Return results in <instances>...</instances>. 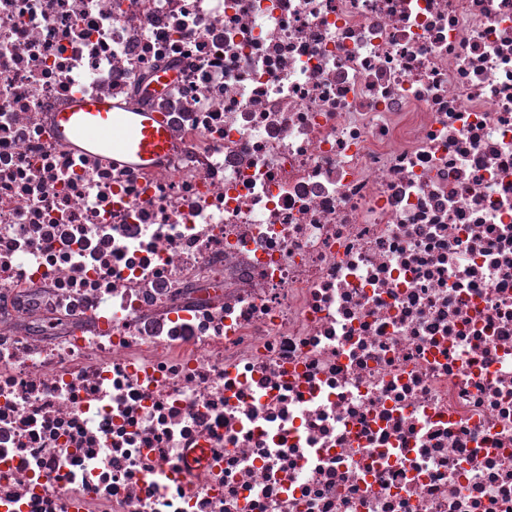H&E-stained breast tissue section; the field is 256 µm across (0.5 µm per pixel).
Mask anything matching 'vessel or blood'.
I'll return each mask as SVG.
<instances>
[{"mask_svg": "<svg viewBox=\"0 0 512 512\" xmlns=\"http://www.w3.org/2000/svg\"><path fill=\"white\" fill-rule=\"evenodd\" d=\"M59 142L80 143L86 151L118 152L139 169H150L173 151L169 126L162 113L121 109L110 99L90 94L74 98L53 116Z\"/></svg>", "mask_w": 512, "mask_h": 512, "instance_id": "vessel-or-blood-1", "label": "vessel or blood"}]
</instances>
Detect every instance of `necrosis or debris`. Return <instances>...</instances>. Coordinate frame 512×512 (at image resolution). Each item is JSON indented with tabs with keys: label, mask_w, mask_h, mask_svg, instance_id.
I'll return each instance as SVG.
<instances>
[{
	"label": "necrosis or debris",
	"mask_w": 512,
	"mask_h": 512,
	"mask_svg": "<svg viewBox=\"0 0 512 512\" xmlns=\"http://www.w3.org/2000/svg\"><path fill=\"white\" fill-rule=\"evenodd\" d=\"M0 512H512V0H0ZM53 129L64 145L79 142L89 152L111 149L138 169H151L173 152L169 126L160 112L120 109L105 97L86 94L54 112ZM106 137L100 139L98 133Z\"/></svg>",
	"instance_id": "4bbe7bcc"
}]
</instances>
